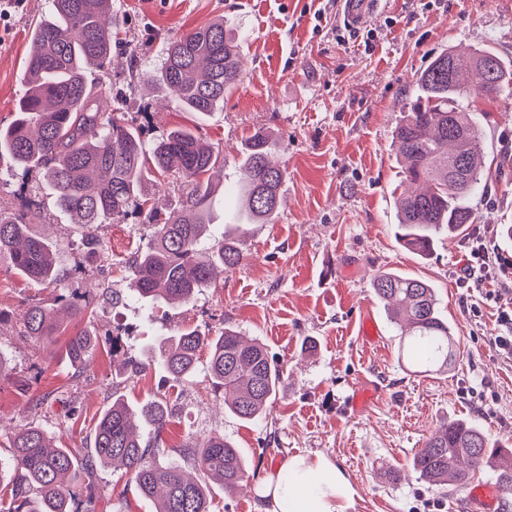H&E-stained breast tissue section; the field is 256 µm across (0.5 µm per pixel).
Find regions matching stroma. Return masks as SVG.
Masks as SVG:
<instances>
[{
    "label": "stroma",
    "instance_id": "35a3bbf8",
    "mask_svg": "<svg viewBox=\"0 0 512 512\" xmlns=\"http://www.w3.org/2000/svg\"><path fill=\"white\" fill-rule=\"evenodd\" d=\"M320 7L327 21L319 26ZM112 11L107 74L145 140L181 127L219 148L220 217L238 207L244 144L255 132L273 133L286 171L282 204L271 223L250 225L245 265L192 303L151 308L127 298L126 269L144 244L146 215L95 225L88 231L94 245L76 249L88 232L55 208L37 172L1 160L0 208L23 216L54 242L67 267L82 271L48 286L24 279L9 256L0 257V458H9L11 436L28 423L44 425L57 446L88 448L113 397L133 405L164 399L172 410L167 429L139 431L161 460H178L192 439L221 432L260 474L289 456L330 459L353 489L346 512H465L467 490L429 488L411 460L446 419L476 421L494 440L512 438V359L493 343L499 312L512 310V281L458 285L464 238L440 236L425 260L396 240L395 200L406 183L393 133L417 94L418 75L441 52L489 48L512 60V0H386L371 23L377 38L369 52L363 30L340 26L336 0H112ZM46 13V0H26L0 34V127L16 117L30 33ZM216 17L244 35V78L223 110L202 117L181 111L168 89L141 76L158 71L172 40ZM473 107L488 155L509 159L494 170L486 194L473 198L475 224H512V91L476 99ZM388 270L436 289L459 342L448 373L416 377L401 362L396 331L371 286L374 274ZM74 291L88 297L93 312L76 323L62 319L64 332L79 327L99 342L79 369L64 332L36 342L21 335L18 321L29 303ZM364 311L376 319L383 344L359 340ZM227 326L259 339L283 366L285 380L261 423L225 411L222 391L204 371L175 387L157 369L132 378L124 372V358L143 360L162 338L188 328L217 335ZM309 339L317 344L311 353ZM358 382L378 397L351 415L342 407ZM97 478L95 512H154L124 469L101 466Z\"/></svg>",
    "mask_w": 512,
    "mask_h": 512
}]
</instances>
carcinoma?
<instances>
[{"instance_id":"1","label":"carcinoma","mask_w":512,"mask_h":512,"mask_svg":"<svg viewBox=\"0 0 512 512\" xmlns=\"http://www.w3.org/2000/svg\"><path fill=\"white\" fill-rule=\"evenodd\" d=\"M109 0H50L49 13L31 31L21 77L17 117L0 129V159L24 170L39 169L55 207L72 223L125 224L148 202L151 171L182 179L178 207L143 225L147 241L128 267L131 291L148 304L189 303L224 273L247 259L240 247L244 224H266L277 212L285 170L273 164L278 142L255 135L240 160L243 208L235 224L214 223V189L206 175L224 169V156L191 131L173 129L147 148L141 131L117 111L112 86L92 88L88 74L105 72L112 53ZM243 78L235 35L215 19L169 43L159 72L146 81L170 89L177 106L208 115L224 108V96ZM418 94L395 131L411 189L398 202L397 240L428 257L443 233L458 237L475 217L473 197L487 189L486 147L473 99L512 85V67L490 49L470 54L463 68L456 54L438 55L416 80ZM10 256L26 279L55 284L71 275L56 251L33 234L21 217L0 211V255ZM374 293L397 329L399 351L415 375L444 374L456 358L458 341L439 311L435 289L426 281L382 271ZM89 300L76 292L52 308L32 303L20 315L21 333L36 341L58 330L56 312L72 319L87 314ZM96 347L93 334L69 337L67 353L81 365ZM206 374L223 391L224 406L237 418L262 422L283 382V367L263 344L232 327L213 336L185 329L161 344L131 372L161 369L181 384L196 374L201 352ZM168 406L148 401L131 407L117 398L93 428V448H53L49 431L26 424L10 439L9 466L0 461V512H79L73 487L92 466L120 463L142 496L158 502L156 512H210L207 478L224 490L250 480L249 468L224 434L213 432L180 449L182 462L150 456L137 435V423L162 433L170 423ZM489 467L502 495H512V441H492L468 420L441 422L412 458L417 479L430 487L459 489Z\"/></svg>"}]
</instances>
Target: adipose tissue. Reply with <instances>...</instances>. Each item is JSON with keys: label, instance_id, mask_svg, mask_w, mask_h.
Segmentation results:
<instances>
[{"label": "adipose tissue", "instance_id": "ef3b65f1", "mask_svg": "<svg viewBox=\"0 0 512 512\" xmlns=\"http://www.w3.org/2000/svg\"><path fill=\"white\" fill-rule=\"evenodd\" d=\"M283 470L292 474L291 482H281ZM257 495L263 512H344L351 487L344 472L329 459L292 456L262 476Z\"/></svg>", "mask_w": 512, "mask_h": 512}]
</instances>
